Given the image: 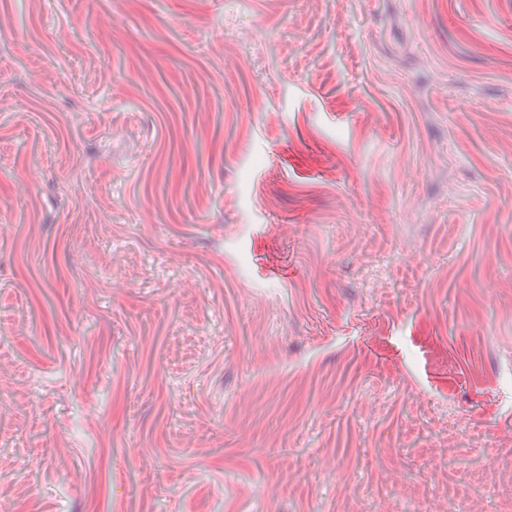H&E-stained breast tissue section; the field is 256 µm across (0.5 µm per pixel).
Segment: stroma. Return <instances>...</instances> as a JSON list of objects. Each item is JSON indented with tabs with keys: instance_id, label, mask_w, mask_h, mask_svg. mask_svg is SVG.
Returning a JSON list of instances; mask_svg holds the SVG:
<instances>
[{
	"instance_id": "obj_1",
	"label": "stroma",
	"mask_w": 512,
	"mask_h": 512,
	"mask_svg": "<svg viewBox=\"0 0 512 512\" xmlns=\"http://www.w3.org/2000/svg\"><path fill=\"white\" fill-rule=\"evenodd\" d=\"M0 502L512 512V0H0Z\"/></svg>"
}]
</instances>
